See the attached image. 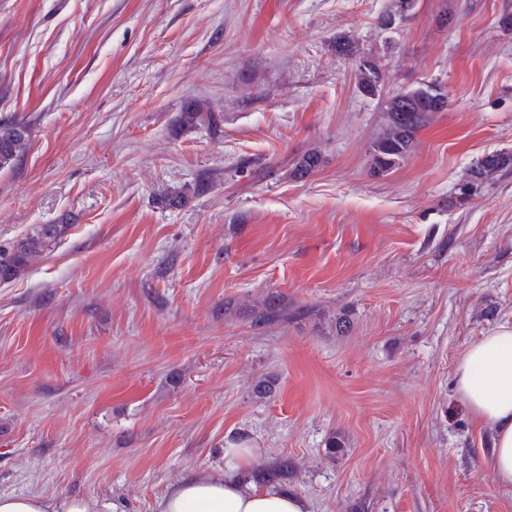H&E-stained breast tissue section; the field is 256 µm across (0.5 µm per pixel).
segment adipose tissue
I'll return each mask as SVG.
<instances>
[{"label": "adipose tissue", "instance_id": "obj_1", "mask_svg": "<svg viewBox=\"0 0 512 512\" xmlns=\"http://www.w3.org/2000/svg\"><path fill=\"white\" fill-rule=\"evenodd\" d=\"M460 394L474 416L495 428L492 455L498 482L512 487V325L504 324L466 351L457 371ZM223 472L188 477L168 488L155 512H309L304 498L274 486L256 487L249 478L254 455L244 443L225 449ZM0 512H97L82 497L48 498L38 493L0 494Z\"/></svg>", "mask_w": 512, "mask_h": 512}]
</instances>
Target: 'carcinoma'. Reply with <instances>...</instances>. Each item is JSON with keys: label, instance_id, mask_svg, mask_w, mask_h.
Instances as JSON below:
<instances>
[{"label": "carcinoma", "instance_id": "cac0c4a2", "mask_svg": "<svg viewBox=\"0 0 512 512\" xmlns=\"http://www.w3.org/2000/svg\"><path fill=\"white\" fill-rule=\"evenodd\" d=\"M391 9L381 16V24L388 27L396 19L407 18L416 6V0H391ZM336 52L354 60L358 88L366 96H375L384 81V68L380 57L362 51L348 36L336 37ZM448 105V94L438 84H425L398 93L385 101V127L382 135L373 142L371 158L373 168L386 171L399 163L414 148L416 133L425 127L434 112H441ZM219 119L211 107L201 100L186 105L179 115V123L187 128H217ZM30 126L0 119V170L10 169L28 152L31 144ZM321 164L316 151L302 154L293 163L288 176L304 179L313 174ZM512 166V155L493 153L482 157L468 173L465 189H472L503 168ZM68 229L66 224H38L19 239L7 255L0 253V281L20 277L41 261L47 250L59 242Z\"/></svg>", "mask_w": 512, "mask_h": 512}]
</instances>
